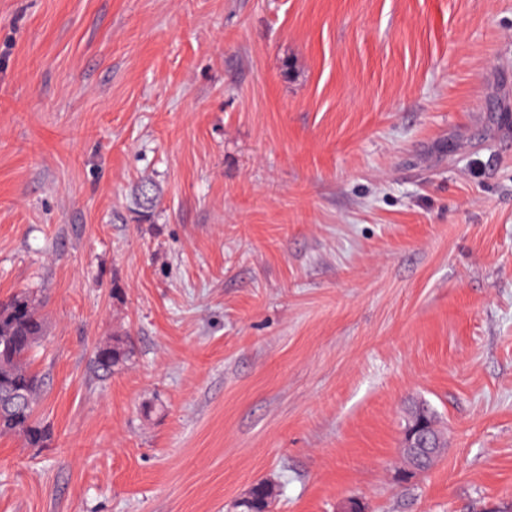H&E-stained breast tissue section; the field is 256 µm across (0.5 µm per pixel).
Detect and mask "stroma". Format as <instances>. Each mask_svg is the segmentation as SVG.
<instances>
[{"label":"stroma","mask_w":512,"mask_h":512,"mask_svg":"<svg viewBox=\"0 0 512 512\" xmlns=\"http://www.w3.org/2000/svg\"><path fill=\"white\" fill-rule=\"evenodd\" d=\"M24 289L51 440L0 435V512H512V0H0ZM130 353L127 341L122 337H114L111 344L99 347L96 359L102 369L110 371L126 363ZM409 415L410 417L408 418L405 431L409 426L419 421L423 427L424 434L427 435L437 447L442 448L444 446L443 433L438 429L435 414L428 405L422 404L416 406ZM274 495L272 484L259 482L252 487L247 503L240 504L238 501L235 508L239 509V512H266L267 508L272 505Z\"/></svg>","instance_id":"stroma-1"}]
</instances>
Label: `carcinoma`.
<instances>
[{
  "mask_svg": "<svg viewBox=\"0 0 512 512\" xmlns=\"http://www.w3.org/2000/svg\"><path fill=\"white\" fill-rule=\"evenodd\" d=\"M137 205L145 212L155 207L156 186L143 182L137 188ZM43 333V320L38 311L33 292L22 290L8 300L0 302V403H9V409L0 412V434L15 433L22 436L32 448H41L50 438V431L35 416L34 404L40 388V379L30 367V359ZM130 347L122 337L96 352L98 365L111 370L127 362ZM420 422L423 432L437 447L444 446V438L438 429L435 414L426 405H418L411 412L407 425ZM407 473L429 468L437 454L432 451L408 450L403 454ZM275 495L273 485L267 482L255 484L245 504H236L239 512H267Z\"/></svg>",
  "mask_w": 512,
  "mask_h": 512,
  "instance_id": "obj_1",
  "label": "carcinoma"
}]
</instances>
